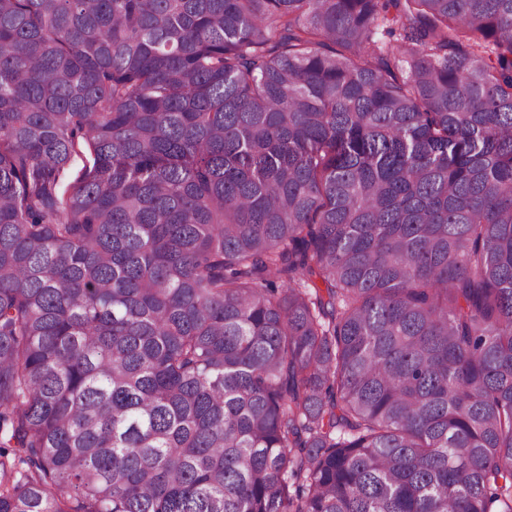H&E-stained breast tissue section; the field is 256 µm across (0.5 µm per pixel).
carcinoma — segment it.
<instances>
[{
    "label": "carcinoma",
    "instance_id": "obj_1",
    "mask_svg": "<svg viewBox=\"0 0 512 512\" xmlns=\"http://www.w3.org/2000/svg\"><path fill=\"white\" fill-rule=\"evenodd\" d=\"M0 512H512V0H0ZM92 165L93 158L89 154L73 155L56 176L59 190L61 192L68 191L85 170Z\"/></svg>",
    "mask_w": 512,
    "mask_h": 512
}]
</instances>
